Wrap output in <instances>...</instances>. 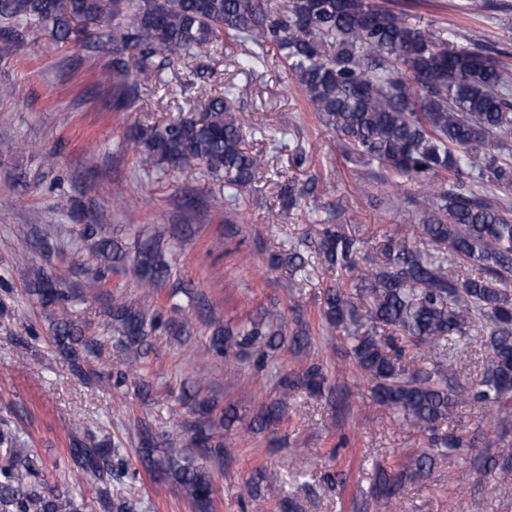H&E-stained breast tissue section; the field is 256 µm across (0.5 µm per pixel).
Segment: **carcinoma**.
Segmentation results:
<instances>
[{"mask_svg": "<svg viewBox=\"0 0 512 512\" xmlns=\"http://www.w3.org/2000/svg\"><path fill=\"white\" fill-rule=\"evenodd\" d=\"M0 17L46 29L59 40L80 39L82 21L112 23V80L115 105L128 107L138 94L128 82L149 70H163L187 58L200 59L222 46L235 70L255 74L270 65L272 52L288 70L319 121L343 142L350 158L381 171L377 180L390 188L405 181L420 185L413 199L423 214L412 234L388 236L377 246L323 220L317 242L320 260L349 287H327L320 315L329 329L347 332L350 353L373 396L404 412L428 436L429 446L398 469L376 465L371 494L391 503L405 481L429 475L438 458L468 460L473 444L445 427L460 404L478 405L489 427L512 431V75L481 46L453 45L376 0H0ZM236 87L224 85L207 97L197 113L161 125H135L126 140L145 165L169 174L191 161L232 190L258 192L264 152L252 144H276L281 127L246 123ZM318 178L284 188L285 207L314 196ZM97 253L119 263V248L102 237ZM135 276L147 294L169 281L171 263L159 240L138 243ZM34 292L44 305L69 298L62 282L37 270ZM367 308L361 314L358 304ZM118 342L149 351L159 330L182 336L186 327L112 298L109 311ZM55 345L74 369L97 355L100 340L77 333L71 321L55 326ZM471 343L491 353L482 376L471 385L448 377V360ZM310 325L301 310L292 323L272 304L245 320L212 325L209 350L237 363L267 365L277 351L311 349ZM280 386L313 394L330 389L323 365L313 360L303 371L285 373ZM285 404L275 399L248 421L233 408L219 420L192 425L194 450L184 456L157 455L161 442L141 433L144 464L185 490L197 512H210L213 482L200 460L224 457L215 424L238 421L240 431L267 430L283 421ZM71 458L95 480L102 512H136L135 505L112 494V475L124 468L118 450L92 446L77 424L71 432ZM479 469L488 478L512 471V444ZM0 512H81L67 490L43 483V462L22 432L0 418Z\"/></svg>", "mask_w": 512, "mask_h": 512, "instance_id": "1", "label": "carcinoma"}]
</instances>
